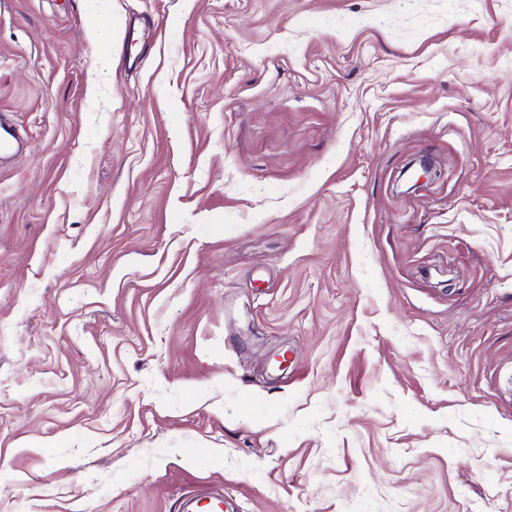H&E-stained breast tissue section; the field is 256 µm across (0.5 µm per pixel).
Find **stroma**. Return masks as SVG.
I'll use <instances>...</instances> for the list:
<instances>
[{
	"label": "stroma",
	"mask_w": 512,
	"mask_h": 512,
	"mask_svg": "<svg viewBox=\"0 0 512 512\" xmlns=\"http://www.w3.org/2000/svg\"><path fill=\"white\" fill-rule=\"evenodd\" d=\"M0 109V512H512V0H0ZM30 150L28 139L0 113V162L19 158ZM224 493L205 490L181 499L178 512H223Z\"/></svg>",
	"instance_id": "stroma-1"
}]
</instances>
